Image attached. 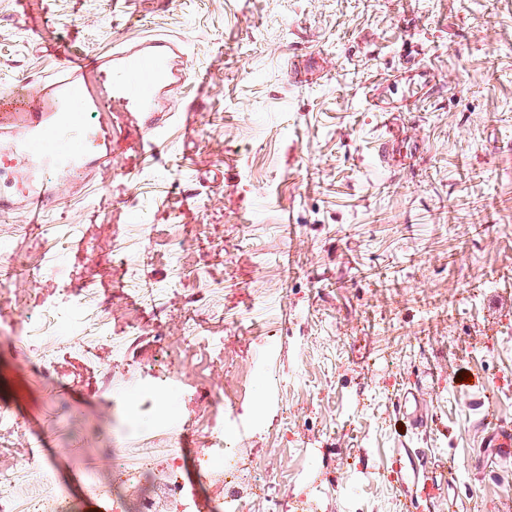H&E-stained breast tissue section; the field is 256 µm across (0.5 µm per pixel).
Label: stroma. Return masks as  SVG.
<instances>
[{"label": "stroma", "mask_w": 512, "mask_h": 512, "mask_svg": "<svg viewBox=\"0 0 512 512\" xmlns=\"http://www.w3.org/2000/svg\"><path fill=\"white\" fill-rule=\"evenodd\" d=\"M146 38L180 42L193 110L145 116L157 159L113 115L111 159L37 226L20 184L44 172H0V464L44 437L73 512H111L86 483L125 442L101 394L167 374L169 412L224 393V512H402V441L456 469L466 512H512V459L481 445L512 421V0H0V92ZM416 383L421 432L395 409ZM204 428L176 440L194 512Z\"/></svg>", "instance_id": "1"}]
</instances>
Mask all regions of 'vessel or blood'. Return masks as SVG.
Segmentation results:
<instances>
[{
	"label": "vessel or blood",
	"instance_id": "1",
	"mask_svg": "<svg viewBox=\"0 0 512 512\" xmlns=\"http://www.w3.org/2000/svg\"><path fill=\"white\" fill-rule=\"evenodd\" d=\"M182 52L176 42L151 39L123 47L111 55L64 57V75L28 92L24 101L0 96V129L10 131L0 168H14L18 160L39 164L63 174L84 167L90 159L112 155L116 129L105 113L122 112L131 119L154 111L161 89L179 82ZM58 182L47 181L27 191L25 201L34 214H44ZM410 426L427 425V414L414 390L397 402ZM498 457L512 456V422H495L486 437ZM391 474L406 512H464V502L449 492L457 481L455 470H436L425 452L402 446L392 451Z\"/></svg>",
	"mask_w": 512,
	"mask_h": 512
}]
</instances>
